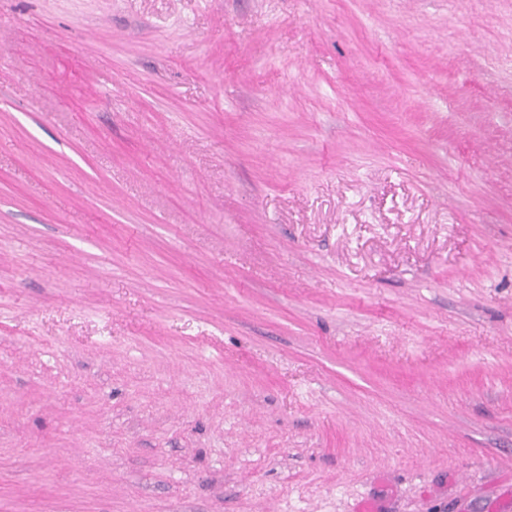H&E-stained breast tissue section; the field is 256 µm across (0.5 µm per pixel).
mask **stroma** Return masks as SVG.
<instances>
[{"label":"stroma","instance_id":"35a3bbf8","mask_svg":"<svg viewBox=\"0 0 512 512\" xmlns=\"http://www.w3.org/2000/svg\"><path fill=\"white\" fill-rule=\"evenodd\" d=\"M512 512V0H0V512Z\"/></svg>","mask_w":512,"mask_h":512}]
</instances>
